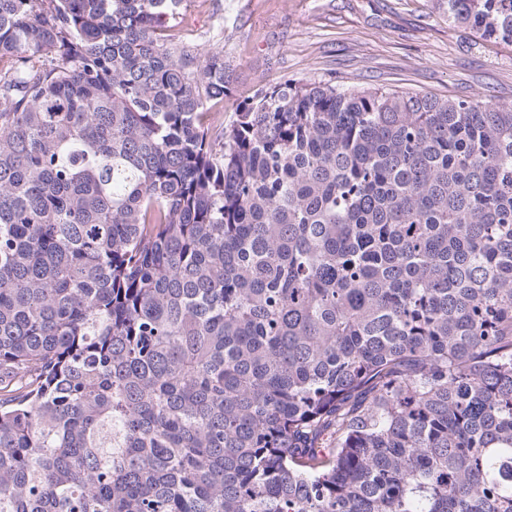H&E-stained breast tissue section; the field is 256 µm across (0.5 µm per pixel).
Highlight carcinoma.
Instances as JSON below:
<instances>
[{"label": "carcinoma", "mask_w": 512, "mask_h": 512, "mask_svg": "<svg viewBox=\"0 0 512 512\" xmlns=\"http://www.w3.org/2000/svg\"><path fill=\"white\" fill-rule=\"evenodd\" d=\"M183 5L0 0V512H512V105L226 123Z\"/></svg>", "instance_id": "obj_1"}]
</instances>
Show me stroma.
Segmentation results:
<instances>
[{"label": "stroma", "mask_w": 512, "mask_h": 512, "mask_svg": "<svg viewBox=\"0 0 512 512\" xmlns=\"http://www.w3.org/2000/svg\"><path fill=\"white\" fill-rule=\"evenodd\" d=\"M176 29L223 56L227 115L285 80L512 105V44L450 22L434 0H185Z\"/></svg>", "instance_id": "35a3bbf8"}]
</instances>
